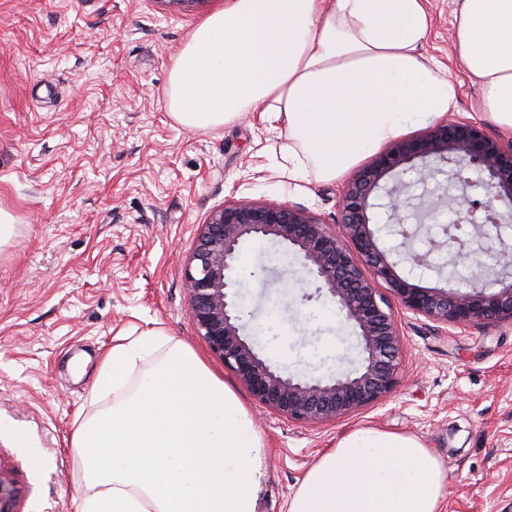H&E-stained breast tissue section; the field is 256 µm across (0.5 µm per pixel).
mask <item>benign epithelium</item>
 Segmentation results:
<instances>
[{
	"label": "benign epithelium",
	"mask_w": 512,
	"mask_h": 512,
	"mask_svg": "<svg viewBox=\"0 0 512 512\" xmlns=\"http://www.w3.org/2000/svg\"><path fill=\"white\" fill-rule=\"evenodd\" d=\"M448 164L453 188L460 172H474L465 186L482 192L512 211V140L504 141L467 120L438 124L427 134L394 142L369 164L356 169L337 204L335 232L309 212L287 204L227 202L201 225L185 272V290L197 333L224 367L232 371L255 401L277 415L301 423H324L368 407L395 387L400 369V330L386 297L377 288L383 282L402 307L438 327L480 324L494 326L512 321V264H486L483 255H509L507 242L474 251L470 239L443 229L444 239L430 248H411L424 229V217L455 204L453 227L470 226L472 236L482 225L501 223L502 213L465 190L459 195H435L420 205L417 223H403L402 211L410 204L404 177L433 179L432 164ZM385 191L388 219L398 224L408 258L430 265L433 251L448 248L450 262L467 263L480 271L464 292L444 287L425 288L397 272L378 245L371 228L370 198ZM485 217L477 221L475 214ZM271 238L297 257L301 268L328 295L356 332L362 355L359 368L330 380L297 379L283 374L255 349L253 338L242 334L243 310L237 300L235 277L241 245L249 239ZM16 489L9 472L0 466V512H13Z\"/></svg>",
	"instance_id": "7a95c632"
}]
</instances>
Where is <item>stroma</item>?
<instances>
[{
	"mask_svg": "<svg viewBox=\"0 0 512 512\" xmlns=\"http://www.w3.org/2000/svg\"><path fill=\"white\" fill-rule=\"evenodd\" d=\"M226 0L185 11L169 0H0V207L14 217L0 246V464L15 512H77L84 490L72 442L101 409L100 364L119 339L155 330L191 347L253 416L267 448L265 512L315 458L355 428L420 437L448 471L445 512H512V322L449 331L392 310L399 382L377 402L324 424L263 409L198 336L184 290L201 224L228 201L286 203L334 224L345 180H293L276 130L257 115L216 129L172 119L169 71L190 34ZM424 54L444 60L453 0H430ZM370 217L409 282L448 276L447 250L404 260L383 206ZM267 283L242 276L247 328L279 315L258 350L285 374L357 368L353 328L296 257L272 240L242 246Z\"/></svg>",
	"mask_w": 512,
	"mask_h": 512,
	"instance_id": "35a3bbf8",
	"label": "stroma"
}]
</instances>
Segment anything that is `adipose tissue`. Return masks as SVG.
<instances>
[{
    "label": "adipose tissue",
    "mask_w": 512,
    "mask_h": 512,
    "mask_svg": "<svg viewBox=\"0 0 512 512\" xmlns=\"http://www.w3.org/2000/svg\"><path fill=\"white\" fill-rule=\"evenodd\" d=\"M454 2L443 63L422 52L427 0H229L177 55L166 107L192 129L259 113L303 181L340 178L406 116L444 119L460 74L476 116L512 135V0ZM95 390L107 404L74 441L77 512H262L264 440L188 347L155 331L116 344ZM447 496L448 472L419 437L361 427L312 462L285 509L443 512Z\"/></svg>",
    "instance_id": "ef3b65f1"
}]
</instances>
